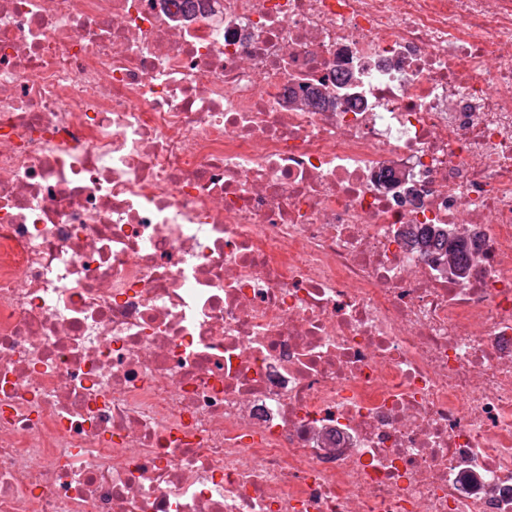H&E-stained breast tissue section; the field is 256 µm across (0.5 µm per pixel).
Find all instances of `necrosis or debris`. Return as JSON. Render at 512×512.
<instances>
[{
	"label": "necrosis or debris",
	"instance_id": "obj_1",
	"mask_svg": "<svg viewBox=\"0 0 512 512\" xmlns=\"http://www.w3.org/2000/svg\"><path fill=\"white\" fill-rule=\"evenodd\" d=\"M0 512H512V0H0Z\"/></svg>",
	"mask_w": 512,
	"mask_h": 512
}]
</instances>
